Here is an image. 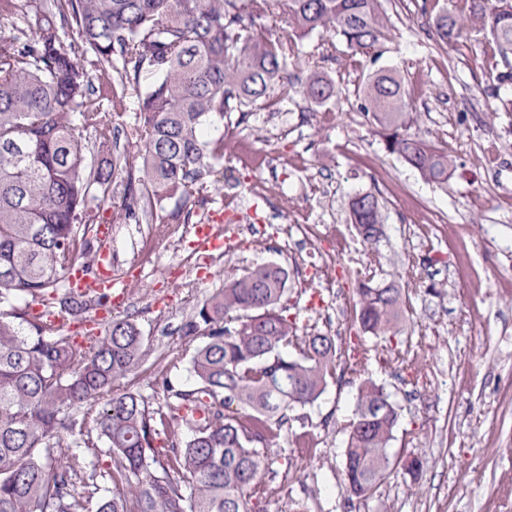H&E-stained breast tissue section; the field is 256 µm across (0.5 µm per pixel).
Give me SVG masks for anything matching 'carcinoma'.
Masks as SVG:
<instances>
[{
    "mask_svg": "<svg viewBox=\"0 0 512 512\" xmlns=\"http://www.w3.org/2000/svg\"><path fill=\"white\" fill-rule=\"evenodd\" d=\"M484 2L423 0L437 44L483 33L512 54V10L488 13ZM271 6L0 0V23L15 30L0 34V512H90L93 502L96 512H252L270 493V451L289 412L314 406L331 383L356 386L343 426L348 501L371 498L390 477L398 406L367 370L392 367L398 351L384 343L342 358L343 337L300 333L275 262L197 305L180 328L197 387L165 378L163 404L130 388L146 356L135 316L110 317L79 345L71 334L106 306L97 289L76 293L68 282L75 266L95 275L101 213L171 237L224 178L215 119L276 92L284 99L290 86L319 105L335 95L321 71L288 73L301 54L294 38L321 35L327 57L338 37L355 67L384 38L381 0H288L289 34ZM361 94L385 150L447 183L454 163L416 129L400 71L373 72ZM132 102L137 120L117 123ZM349 218L364 242L381 234L374 194L354 195ZM404 296L402 276L376 284L358 271L352 328L396 335ZM103 454L111 467L99 473Z\"/></svg>",
    "mask_w": 512,
    "mask_h": 512,
    "instance_id": "1",
    "label": "carcinoma"
}]
</instances>
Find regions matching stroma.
Wrapping results in <instances>:
<instances>
[{"instance_id":"obj_1","label":"stroma","mask_w":512,"mask_h":512,"mask_svg":"<svg viewBox=\"0 0 512 512\" xmlns=\"http://www.w3.org/2000/svg\"><path fill=\"white\" fill-rule=\"evenodd\" d=\"M383 3L387 37L376 64L353 68L341 41L320 59L336 85L329 116L293 92L273 107L225 113L232 139L224 162L237 173L202 213H223L228 197L241 202L230 249L199 259L191 241L145 240L136 225H113L104 250L127 282L123 308L146 338L135 388L158 403L157 380L193 387L188 358L172 357L180 325L228 275L278 260L282 228L303 210L317 229L288 263V297L309 331L350 326L355 272L372 268L382 283L421 265L393 338L402 360L372 372L400 408L390 448L399 469L360 512H512V112L501 107L512 83L496 80L512 64L475 35L438 46L422 0ZM389 66L405 80L422 133L454 161L445 186L387 153L360 110L362 81ZM359 192L375 193L382 205L383 234L371 245L349 220ZM324 253L335 261L329 278L318 270ZM354 392L332 384L317 405L291 411L266 474L273 493L256 512H284L291 497L308 512H343L341 426ZM302 431L313 433L315 447H295ZM410 456L422 461L414 475L400 469Z\"/></svg>"}]
</instances>
